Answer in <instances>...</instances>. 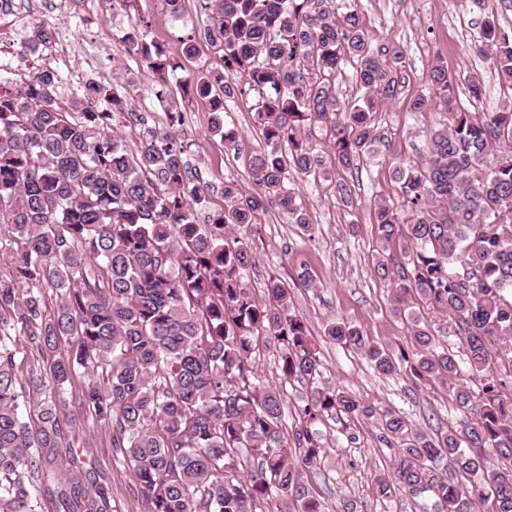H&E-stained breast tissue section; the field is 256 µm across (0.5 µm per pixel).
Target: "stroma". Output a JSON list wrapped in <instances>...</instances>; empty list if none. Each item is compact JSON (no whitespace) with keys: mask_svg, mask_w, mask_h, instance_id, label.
<instances>
[{"mask_svg":"<svg viewBox=\"0 0 512 512\" xmlns=\"http://www.w3.org/2000/svg\"><path fill=\"white\" fill-rule=\"evenodd\" d=\"M359 7L366 30L377 41L400 46L405 53L408 81L403 92L376 116L384 144L358 170L344 172L334 164L326 134H317L313 146L325 161V175L291 178L315 233L306 235L285 210L259 213L247 230L258 264L246 271L245 278L258 292L269 278L288 281L296 312L319 341L321 384L364 401L397 406L417 428L433 434L447 429L456 418L446 392L414 388L403 374L380 376L358 351L336 345L323 331L326 325L344 320L356 324L375 343L402 345L408 341L405 321L391 310L393 286L374 272L373 205L381 199L396 200L394 167L416 160L427 132L439 118L440 107L435 102L423 112L406 109L407 101L423 88V75L434 60L444 61L449 71L462 76L480 74L484 111L512 100V89L500 83L471 49L484 15L495 16L501 26L512 28V11L499 0H486L481 9L460 7L452 0H359ZM139 18L149 24L148 40L160 44L179 64L168 75L182 111L175 135L185 146L191 179L205 186L206 200L197 209L203 222L223 208L225 185L247 184L252 157L264 143L253 124L250 101L228 104L225 122L241 133L238 145L231 147L211 130L208 100L191 88L199 72L214 68L223 69L229 85L244 84L242 74L224 68L216 50L205 41L197 42L194 54H185V33L203 31L211 24L197 0H185L184 16L178 20L171 17L164 0H137L131 11L118 0H42L37 12L28 10L27 0H11L8 8L0 7V64L11 66L13 73L25 79L37 68L55 71L63 86L57 103L65 109L72 96H85L90 87L108 89L134 81L137 91L132 108L142 114L146 127L161 130L166 126L168 105L155 97V76L142 57L129 54L122 41ZM42 25L54 31L51 45L29 62H21L16 55L20 44ZM341 183L347 184L350 200L339 195ZM52 405L73 426L58 440L54 479L42 494L38 512H57V483L76 470L83 474L86 488L109 486L121 512H146L128 470L112 460L108 433L81 417L76 390L54 395ZM320 429L326 454L312 483L319 489L325 512H419V500L408 495L379 496L377 480L388 471L391 452L377 441L373 426L357 425L360 440L354 446L347 444L341 423L328 419Z\"/></svg>","mask_w":512,"mask_h":512,"instance_id":"35a3bbf8","label":"stroma"}]
</instances>
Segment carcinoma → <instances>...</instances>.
I'll use <instances>...</instances> for the list:
<instances>
[{"label":"carcinoma","instance_id":"1","mask_svg":"<svg viewBox=\"0 0 512 512\" xmlns=\"http://www.w3.org/2000/svg\"><path fill=\"white\" fill-rule=\"evenodd\" d=\"M198 2L212 14L199 37L245 78L235 90L218 69L196 77L212 128L238 143L224 124L226 99L253 92L264 142L249 168L252 190L225 186L224 209L206 224L175 138L176 105L168 132L145 130L132 152L113 121L120 113L136 124L138 112L124 110L116 89L93 88L103 100L97 112L77 100L65 111L55 100L61 78L46 69L0 96V234L16 244L0 274V512H37L57 438L72 421L48 403L33 430L28 396L48 383L65 388L79 368L82 416L109 432L112 459L128 468L147 512H322L308 472L326 452V418L373 425L393 452L381 497L421 498L423 512H512V102L495 112L462 108L459 81L475 106L480 78L431 63L428 93L408 109L425 111L433 95L443 123L417 161L395 166L397 203L374 207V269L396 285L393 307L409 341L372 343L345 322L325 328L378 374L404 371L416 388L448 391L459 418L428 435L400 410L317 386L323 364L291 310L288 282L269 279L259 297L242 276L257 255L241 230L266 206L314 233L290 174L322 169L316 130L330 132L338 169L378 151L376 114L406 82L402 49L374 42L358 0L340 11L330 0ZM145 28L130 26L126 49L144 56L156 98L169 101L166 75L177 63L145 41ZM199 37L183 40L186 54ZM51 40L42 26L24 48ZM473 51L512 86L511 29L486 17ZM348 65L359 95L342 102L336 78ZM425 310L444 317L445 329L433 330ZM261 343L278 348L280 381L307 389L289 428L282 386L257 378ZM57 499L59 512H120L109 488L90 492L77 473Z\"/></svg>","mask_w":512,"mask_h":512}]
</instances>
